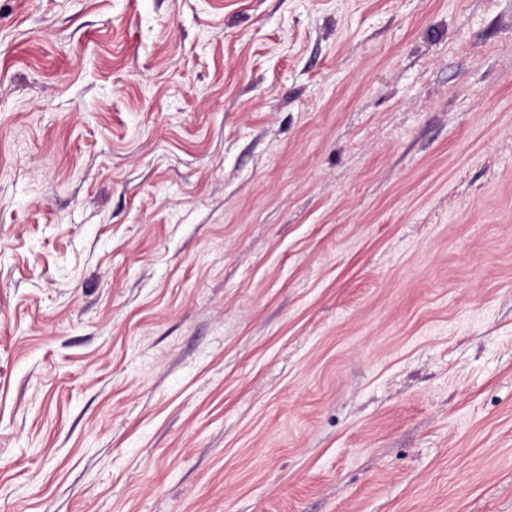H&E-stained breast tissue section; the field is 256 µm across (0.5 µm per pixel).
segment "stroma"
I'll return each mask as SVG.
<instances>
[{
	"instance_id": "obj_1",
	"label": "stroma",
	"mask_w": 512,
	"mask_h": 512,
	"mask_svg": "<svg viewBox=\"0 0 512 512\" xmlns=\"http://www.w3.org/2000/svg\"><path fill=\"white\" fill-rule=\"evenodd\" d=\"M0 512H512V0H0Z\"/></svg>"
}]
</instances>
